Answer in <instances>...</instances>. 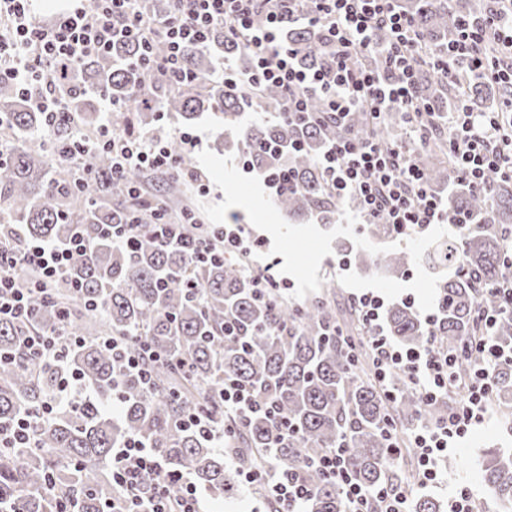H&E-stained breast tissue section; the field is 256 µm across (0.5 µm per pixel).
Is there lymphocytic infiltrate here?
Listing matches in <instances>:
<instances>
[{
	"mask_svg": "<svg viewBox=\"0 0 512 512\" xmlns=\"http://www.w3.org/2000/svg\"><path fill=\"white\" fill-rule=\"evenodd\" d=\"M139 0H80L77 7L43 19L32 0H0V79H9L26 92L33 108L56 116L66 111L59 94L88 57L111 51L115 42L130 40L141 45V68L157 70L180 83L192 82L183 70L187 46L205 43L211 30L224 26L225 36L241 42L252 57L247 70L222 61L217 73L233 84L258 87L270 83L285 96L282 120L306 118L311 95L325 100L328 119L343 122L357 109L371 120L389 111L401 112L417 132L411 142L392 145L347 137L336 141L318 161L329 188L337 196L355 197L363 217L372 224H388L401 236L424 233L430 225L448 223V212L432 191L416 156L427 143L430 128L422 122V107L416 97V71L421 61L423 38L412 20L396 11L394 0H170L167 13L147 16ZM497 7L482 18L460 19L440 60L434 66L447 81L457 79L453 63H460L477 80L508 87L502 109L476 114L464 109L451 113L446 136L448 153L463 182L485 188L489 172L512 179V0H496ZM264 13L263 25L253 18ZM302 24L317 28L333 46L335 60L329 68H307L284 44V27ZM388 35L386 71L363 65L376 51L377 32ZM162 36L165 53L155 57L151 40ZM460 68V69H461ZM104 147L112 155V172L122 175L139 169L163 175L181 171L188 180H200L197 169L184 168L167 143L132 133L119 134L101 123L93 134H81L68 159L78 164L83 153ZM91 246L81 233L69 241L23 242L15 250L0 242V320L29 316L34 295L50 297L59 274ZM37 274L33 287H20L19 270ZM353 303L366 331L375 374L386 380L393 371L403 372L424 400L432 401L458 390L448 415L438 423L415 430L409 443L415 449L420 483L436 481L438 461L451 444L464 438L493 402L492 371L502 352L489 334L498 310L479 307L482 336L455 349L432 345L405 349L384 330V300L373 292L354 297ZM475 358L466 374L456 365L462 358ZM225 414L243 419L256 411L271 410L251 389L234 378H225L219 388ZM312 466L334 479L349 505V512H368L370 499H377L380 512H407L404 488H381L371 493L352 481L342 451L316 457ZM242 481L259 489L264 497L283 503L287 512H300L310 489L295 472L271 467L264 471L243 469ZM152 479V492L143 482ZM112 482L124 496L109 503L106 512H204V494L193 477L169 468L147 443L126 439L112 454ZM183 488L179 498L167 495L169 484Z\"/></svg>",
	"mask_w": 512,
	"mask_h": 512,
	"instance_id": "obj_1",
	"label": "lymphocytic infiltrate"
}]
</instances>
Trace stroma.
I'll return each instance as SVG.
<instances>
[{"instance_id":"obj_1","label":"stroma","mask_w":512,"mask_h":512,"mask_svg":"<svg viewBox=\"0 0 512 512\" xmlns=\"http://www.w3.org/2000/svg\"><path fill=\"white\" fill-rule=\"evenodd\" d=\"M164 134L178 136L182 130L197 134L200 142L191 154L192 164L205 179V189L189 186L186 205L203 224L225 223L228 214H236L239 223L247 225L253 237L262 239L261 247L253 251L250 261L264 266L276 262L279 278L288 284V295L298 299L317 288L324 276H333L338 288L332 298L337 312L347 325H356L351 316L353 295L371 290L379 293L385 304L403 301L406 295L415 298V311L431 308L437 302L436 272L423 261L422 255L431 245L446 240L448 227L432 225L416 237H400L392 241L379 240L361 232L359 213H348L335 224H301L288 220L270 205L271 192L255 172L243 170L239 152H217L213 143L218 135L213 120L201 117L190 127H182L169 117L158 123ZM352 243L355 249L375 253L390 247L419 254L420 259L401 279L388 278L373 270L360 269L358 264L342 268L340 242ZM499 448L512 452V410L493 407L484 421L461 439L447 454L439 468L444 481L426 487V495L447 502L448 492L457 485L471 489L481 512H497L494 498L481 477V464L487 449Z\"/></svg>"}]
</instances>
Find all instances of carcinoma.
I'll return each mask as SVG.
<instances>
[{
	"mask_svg": "<svg viewBox=\"0 0 512 512\" xmlns=\"http://www.w3.org/2000/svg\"><path fill=\"white\" fill-rule=\"evenodd\" d=\"M425 40V53L440 55L458 21L486 15L491 0H396ZM284 40L307 67L333 63L334 49L319 30L301 25L285 28ZM140 53L137 45L118 41L112 52L88 58L68 89V106L81 129L94 124L99 94L119 104L111 112L116 132L152 129L161 114L188 123L204 112L224 125L216 148L242 152L261 176L289 172L295 185L275 195L280 213L301 221L334 224L348 211L360 209L354 198L331 194L317 164L322 150L334 139L352 134L385 144L396 142L404 117L387 113L378 124L357 110L349 126L321 118L322 97L310 99L315 119L288 124L258 119L242 125L245 112L278 113L283 92L271 85L258 89L209 77L215 58L250 66L245 48L214 28L206 44L185 51L186 68L198 76L194 83L171 84L165 77L130 65ZM420 102L434 124L446 112L464 104L472 112H490L505 95L497 84L469 76L456 85L427 67L418 68ZM0 220L3 232L20 224L28 239L64 242L78 229L92 243L91 252L59 275L52 300L34 298L32 319L0 322V424L19 417L30 421L32 446L0 447V512H103L106 501L122 495L112 486V449L131 436L153 448L174 470L190 474L211 495L233 497L239 491L237 473L224 468V454L207 439L178 427L180 417L206 405L219 413L222 400L216 386L233 376L262 399L275 402L279 420L255 413L243 421L226 416L235 434L226 441L239 467L262 469L273 462L280 469H301L311 492L306 512H348L336 483L305 464L337 448L346 451L353 480L369 492L382 486L413 487L400 477L388 448L385 426L393 422L403 434L432 424L448 414L452 392L428 402L400 372L387 384L393 401L380 393L372 372V354L354 336H327L325 329L341 326L336 308L325 291L291 299L277 291L266 302L257 300L245 272V259L200 262L164 244L150 210L129 196L141 173L131 170L112 177L110 153L102 148L80 158V168L93 176L88 187L76 184L69 161L49 156L74 142L76 131L64 112L49 123L33 109L12 82L0 80ZM448 157L443 132L435 130L428 146L417 155L430 186L448 188L451 217H464L457 236L438 243L427 259L443 270L437 283L441 326L428 327L407 304L384 313L388 336L407 348L427 342L457 347L481 335L476 309L501 304L500 288L512 279L505 242L512 231V181L491 173L488 191L459 181ZM186 180L173 173L164 180V194L177 199ZM141 224L133 250L111 245L100 236L101 224ZM366 270H381L400 278L416 262L412 252L389 248L356 255ZM92 299L98 307L85 302ZM234 326L243 341L224 335ZM82 336L70 351L67 368L96 390V399L60 409L48 420L40 406L58 388L61 373L28 359L21 340L34 330ZM102 336H142L163 355L152 364L154 385L142 388L138 379L119 370ZM504 350L493 373L494 401L512 405V311L504 308L492 330ZM121 394L120 414L105 409L112 390ZM288 423L283 432L280 421ZM483 482L495 493L498 512H512V453L497 448L485 452ZM411 512H441L431 496L410 495Z\"/></svg>",
	"mask_w": 512,
	"mask_h": 512,
	"instance_id": "1",
	"label": "carcinoma"
}]
</instances>
